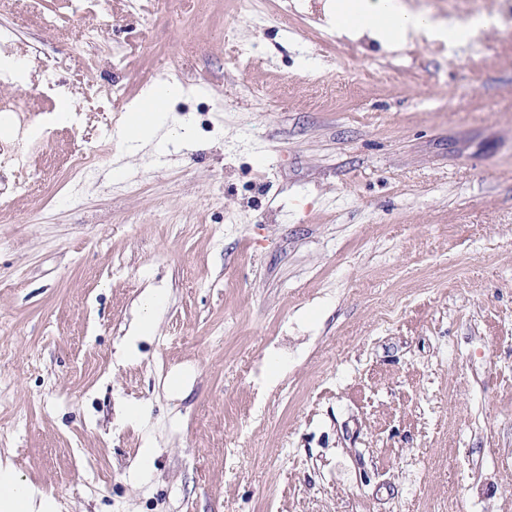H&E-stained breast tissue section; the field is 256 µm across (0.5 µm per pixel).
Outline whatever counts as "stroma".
I'll return each instance as SVG.
<instances>
[{
	"mask_svg": "<svg viewBox=\"0 0 512 512\" xmlns=\"http://www.w3.org/2000/svg\"><path fill=\"white\" fill-rule=\"evenodd\" d=\"M325 2L0 0L29 90L0 136V454L60 512H512L502 0H404L495 22L393 50ZM163 81L186 143L127 147ZM162 303L163 296L157 291H149L144 296L141 305V314L132 336L128 337L124 358L131 356L136 351V343L141 337L154 335L156 313Z\"/></svg>",
	"mask_w": 512,
	"mask_h": 512,
	"instance_id": "1",
	"label": "stroma"
}]
</instances>
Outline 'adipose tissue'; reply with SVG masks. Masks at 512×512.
<instances>
[{
	"label": "adipose tissue",
	"mask_w": 512,
	"mask_h": 512,
	"mask_svg": "<svg viewBox=\"0 0 512 512\" xmlns=\"http://www.w3.org/2000/svg\"><path fill=\"white\" fill-rule=\"evenodd\" d=\"M326 17L337 34L352 36L366 31L387 47L417 30L464 42L471 37L474 29L489 23L488 18L479 17L447 26L428 15L407 11L401 0H330ZM154 94L158 111L152 122L141 127L123 124L120 133L126 142L137 145L151 143L163 153L176 138L175 133L166 130L168 116L165 112L174 89L163 83L155 87ZM0 512H59V505L51 495L25 482L9 457L0 456Z\"/></svg>",
	"instance_id": "1"
}]
</instances>
